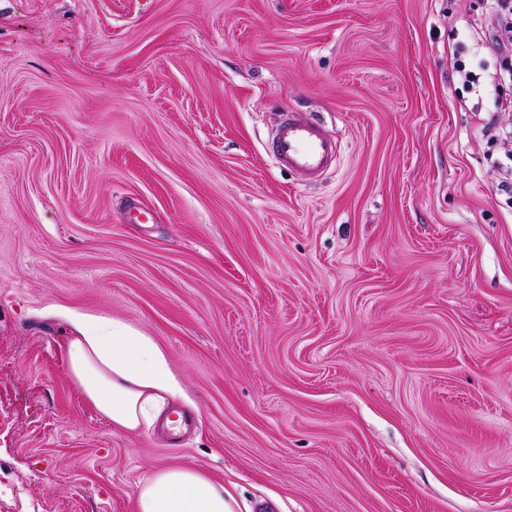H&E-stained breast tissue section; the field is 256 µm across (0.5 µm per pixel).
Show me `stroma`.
<instances>
[{
    "label": "stroma",
    "instance_id": "1",
    "mask_svg": "<svg viewBox=\"0 0 512 512\" xmlns=\"http://www.w3.org/2000/svg\"><path fill=\"white\" fill-rule=\"evenodd\" d=\"M486 0H0V512H512V109ZM336 139L303 183L286 109ZM136 203L151 215L129 224ZM152 336L189 431L113 430L59 309ZM224 486L187 468L156 471L137 486L135 512H233Z\"/></svg>",
    "mask_w": 512,
    "mask_h": 512
}]
</instances>
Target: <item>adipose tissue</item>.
I'll return each instance as SVG.
<instances>
[{
    "instance_id": "obj_1",
    "label": "adipose tissue",
    "mask_w": 512,
    "mask_h": 512,
    "mask_svg": "<svg viewBox=\"0 0 512 512\" xmlns=\"http://www.w3.org/2000/svg\"><path fill=\"white\" fill-rule=\"evenodd\" d=\"M68 374L113 429L152 428L169 400L181 395L166 353L152 337L122 321L63 310ZM136 512H232L222 485L187 468L156 471L138 485Z\"/></svg>"
}]
</instances>
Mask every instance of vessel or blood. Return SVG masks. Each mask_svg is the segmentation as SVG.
I'll use <instances>...</instances> for the list:
<instances>
[{"mask_svg": "<svg viewBox=\"0 0 512 512\" xmlns=\"http://www.w3.org/2000/svg\"><path fill=\"white\" fill-rule=\"evenodd\" d=\"M264 149L307 182L318 180L337 157L336 141L318 123L292 110L285 112Z\"/></svg>", "mask_w": 512, "mask_h": 512, "instance_id": "b4317fda", "label": "vessel or blood"}]
</instances>
